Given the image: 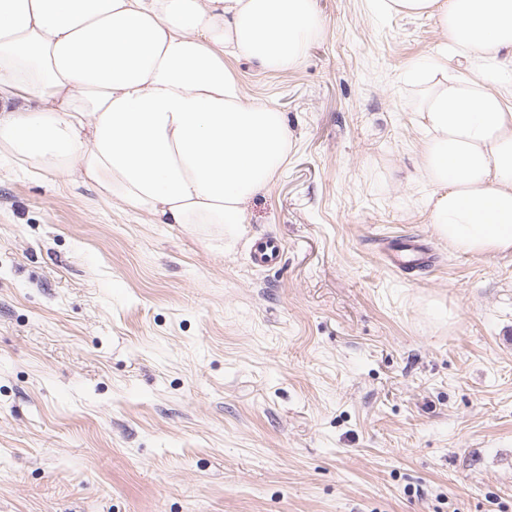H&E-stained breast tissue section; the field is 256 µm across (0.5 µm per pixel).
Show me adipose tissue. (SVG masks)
Masks as SVG:
<instances>
[{
    "instance_id": "obj_1",
    "label": "adipose tissue",
    "mask_w": 512,
    "mask_h": 512,
    "mask_svg": "<svg viewBox=\"0 0 512 512\" xmlns=\"http://www.w3.org/2000/svg\"><path fill=\"white\" fill-rule=\"evenodd\" d=\"M435 18L452 57L512 64V0H374ZM315 0H0V163L92 185L149 224L239 230L288 163L283 112L235 66L301 67ZM411 82L424 215L472 256L512 255V99L481 76Z\"/></svg>"
}]
</instances>
